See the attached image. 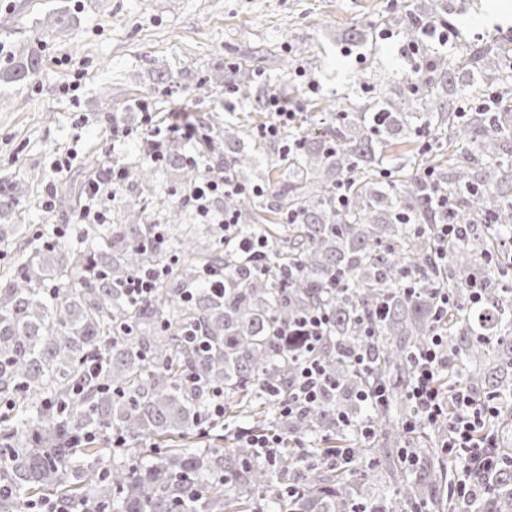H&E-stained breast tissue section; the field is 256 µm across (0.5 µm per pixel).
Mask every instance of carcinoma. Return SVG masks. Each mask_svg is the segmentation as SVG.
<instances>
[{
  "mask_svg": "<svg viewBox=\"0 0 512 512\" xmlns=\"http://www.w3.org/2000/svg\"><path fill=\"white\" fill-rule=\"evenodd\" d=\"M388 24L420 41L418 24L405 17ZM40 26L49 36L67 31L66 11L46 14ZM40 65L27 39L11 44L0 62V106ZM429 72L414 102L399 94L378 109L329 112L321 130L296 133L292 153L236 116L197 118L193 149L172 138L157 150L148 140L122 163L120 222L76 224L62 244L53 227L34 246L22 225L0 223V244L19 243L15 261L0 267V512L43 499L67 512H409L416 502L434 512H512V466L480 478L467 505L444 495L456 467L437 448L443 423L426 432L424 466L396 479L392 500L367 475L393 471L391 448L404 439L410 414L412 361L436 330L448 336L451 364L442 388L512 394V288L501 285L509 271L489 262L512 237V47L463 45L432 59ZM209 80L264 116L266 91L252 61L215 67ZM485 92L492 108L458 109L464 97ZM97 97L107 101L97 113L106 123L139 103L132 92L114 100L107 84ZM423 125L440 157L417 154L383 176L385 150L412 142ZM268 155L283 177L273 179ZM426 166L454 203V223L487 217L495 231H470L442 251L436 225L444 216L430 206ZM226 171L245 186L274 184L267 195L209 202L216 214L235 213L243 235L266 241L259 262L226 242L217 224L200 236L199 213L169 199ZM158 173L173 176L174 189ZM37 180L0 176V220ZM341 184L345 205L336 200ZM84 190L57 192L58 219L82 207ZM287 216L294 222H280ZM153 267L166 268V278L149 300L133 301L128 280ZM208 269L224 272L223 289L204 281ZM317 310L329 320L316 343L326 381L316 402L284 417L280 403L295 393L304 342L273 330ZM366 351L363 368L354 359ZM92 362L98 372L90 376ZM379 384L387 399L377 408L364 391ZM215 392L224 397L222 419L208 416ZM243 414L253 433L285 436L275 460L241 440L189 445L225 439ZM367 421L374 434L366 438L359 428ZM109 431L124 447H112ZM147 440L152 447L127 460L125 452ZM338 448L350 449L353 462L336 464Z\"/></svg>",
  "mask_w": 512,
  "mask_h": 512,
  "instance_id": "cac0c4a2",
  "label": "carcinoma"
}]
</instances>
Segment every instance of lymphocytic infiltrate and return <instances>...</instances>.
<instances>
[{"label":"lymphocytic infiltrate","instance_id":"lymphocytic-infiltrate-1","mask_svg":"<svg viewBox=\"0 0 512 512\" xmlns=\"http://www.w3.org/2000/svg\"><path fill=\"white\" fill-rule=\"evenodd\" d=\"M327 323L326 316L322 314L309 315L301 320L300 327L308 338V344L300 362L296 393L291 405L285 406V413H292L295 406L313 403L318 397L326 376L314 350ZM447 365L443 338L441 334H434L429 346L414 360L413 380L408 392L413 415L404 428L412 433L447 420L448 437L444 446L459 464L458 479L451 492L458 500L464 501L474 493V472L486 473L501 463L493 450L494 440L479 434L484 417L498 413L499 405L496 396L477 394L467 389L445 396L437 386V375Z\"/></svg>","mask_w":512,"mask_h":512}]
</instances>
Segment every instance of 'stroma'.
Segmentation results:
<instances>
[{
  "mask_svg": "<svg viewBox=\"0 0 512 512\" xmlns=\"http://www.w3.org/2000/svg\"><path fill=\"white\" fill-rule=\"evenodd\" d=\"M421 0H0V43L15 28L34 30L56 6L71 15L68 33L43 39L42 66L35 80L16 91L0 110V175L37 172L31 202L13 221L36 229L54 223L42 204L54 156L77 151L64 182L82 180L100 163L116 164L142 146L141 112L123 113L129 129L113 143L112 127L95 122L99 101L93 90L112 85L113 96L139 90L156 121L171 113L189 119L204 115H247L237 94L210 84L211 67L254 59L260 81L287 104L299 105L298 123L313 127L321 109L344 100L375 102L388 83L411 80L401 56L402 36L380 39L377 21L403 15ZM446 10L456 41L483 44L512 38V15L497 13L485 0H437ZM370 29L368 41L356 31ZM309 44L320 60L319 89L310 92L291 59ZM188 69V79L153 87L152 63Z\"/></svg>",
  "mask_w": 512,
  "mask_h": 512,
  "instance_id": "1",
  "label": "stroma"
}]
</instances>
